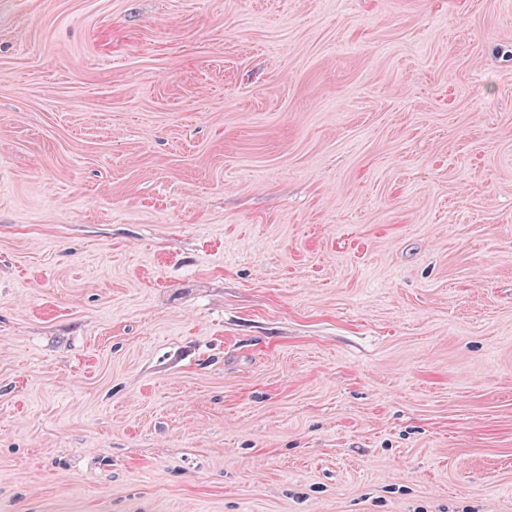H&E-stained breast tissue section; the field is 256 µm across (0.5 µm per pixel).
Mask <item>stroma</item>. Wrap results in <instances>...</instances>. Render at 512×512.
I'll use <instances>...</instances> for the list:
<instances>
[{"mask_svg":"<svg viewBox=\"0 0 512 512\" xmlns=\"http://www.w3.org/2000/svg\"><path fill=\"white\" fill-rule=\"evenodd\" d=\"M0 512H512V0H0Z\"/></svg>","mask_w":512,"mask_h":512,"instance_id":"35a3bbf8","label":"stroma"}]
</instances>
